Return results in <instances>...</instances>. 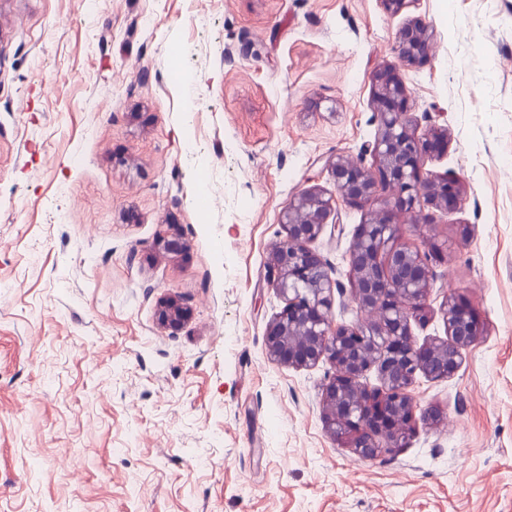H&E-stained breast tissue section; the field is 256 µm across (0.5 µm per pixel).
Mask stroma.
<instances>
[{
  "mask_svg": "<svg viewBox=\"0 0 512 512\" xmlns=\"http://www.w3.org/2000/svg\"><path fill=\"white\" fill-rule=\"evenodd\" d=\"M415 18L434 49L408 68ZM384 65L463 196L403 239L438 245L431 305L481 334L417 378L442 420L366 461L323 422L332 365L268 357L266 267L315 189L345 279L365 213L329 163L373 142ZM0 512H512V0H0ZM433 50V34L421 20L408 22L399 32L395 51L406 65L423 62ZM189 310L173 299L164 300L158 310L159 323L167 328L176 329L188 318Z\"/></svg>",
  "mask_w": 512,
  "mask_h": 512,
  "instance_id": "35a3bbf8",
  "label": "stroma"
}]
</instances>
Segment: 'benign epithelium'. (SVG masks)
<instances>
[{"instance_id":"7a95c632","label":"benign epithelium","mask_w":512,"mask_h":512,"mask_svg":"<svg viewBox=\"0 0 512 512\" xmlns=\"http://www.w3.org/2000/svg\"><path fill=\"white\" fill-rule=\"evenodd\" d=\"M433 50V34L420 20L399 32L395 51L406 65L423 62ZM378 132L364 151L375 159L338 155L332 162L336 192L351 207L366 209L348 248L347 280L351 296L366 313L363 324H338L332 314L334 290L330 260L312 247L334 207L316 190L299 192L283 211L285 236L272 251L267 282L285 301L268 324L265 347L270 359L292 367H311L325 359L334 372L322 391L324 423L333 438L353 453L373 460L405 445L416 420L434 424L442 415L431 409L416 417L412 393L416 379L453 376L465 351L478 335L471 309L453 295L443 296L440 312L446 329L443 340L419 344L412 322L431 313L429 297L436 274L433 247L424 252L399 243V218L421 203L444 211L456 207L460 188L431 174L423 175L425 158L448 145L446 130L431 128L419 136L408 113L409 93L402 78L390 67L372 78ZM389 195L378 199L379 190ZM189 310L173 299L158 310L159 323L176 329ZM375 370L379 385L364 382Z\"/></svg>"}]
</instances>
